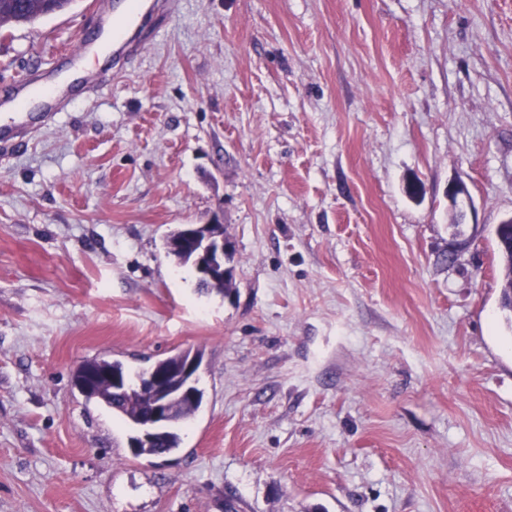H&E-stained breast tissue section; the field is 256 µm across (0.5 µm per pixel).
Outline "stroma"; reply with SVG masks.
I'll return each mask as SVG.
<instances>
[{"instance_id": "stroma-1", "label": "stroma", "mask_w": 512, "mask_h": 512, "mask_svg": "<svg viewBox=\"0 0 512 512\" xmlns=\"http://www.w3.org/2000/svg\"><path fill=\"white\" fill-rule=\"evenodd\" d=\"M85 4L0 32V91L71 70ZM131 37L0 150V512H512V0H172ZM215 214L231 299L164 247ZM188 348L202 408L133 456L76 367ZM502 238L505 241V249L497 246V251L502 265L503 272V285L501 289L500 307L503 311L511 313L510 323L512 324V250H511V225H506L502 228Z\"/></svg>"}]
</instances>
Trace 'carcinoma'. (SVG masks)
<instances>
[{
  "label": "carcinoma",
  "mask_w": 512,
  "mask_h": 512,
  "mask_svg": "<svg viewBox=\"0 0 512 512\" xmlns=\"http://www.w3.org/2000/svg\"><path fill=\"white\" fill-rule=\"evenodd\" d=\"M74 0H0V30L17 24H34L44 18L61 13L69 9ZM184 226L171 230L165 238V248L180 265L197 269L198 253L188 247L184 241ZM502 238L506 247H497L503 272V285L501 289L500 307L512 314V227L506 225L502 228ZM197 287L207 293H216L231 298L237 293L233 269H228L223 276L213 279L197 278ZM195 360L202 363V353L190 349L178 350L165 358L157 360L153 365L155 371L171 373L170 384H180L178 370L188 361ZM107 373L116 375L127 381L120 389L112 388V379L100 381L94 392L85 396L88 401L103 405L123 421L127 422L135 431L129 437V444L133 445L135 456H162L178 451L182 439L180 430L188 424L199 411L203 402V392L192 385L195 395L191 398L173 396L168 405V424L150 439L141 437L143 418L150 407L149 397L145 395L139 385V379L147 374V370L132 372L130 367L119 359L94 358L84 361L73 374V385L82 389L83 380L90 374Z\"/></svg>",
  "instance_id": "1"
}]
</instances>
